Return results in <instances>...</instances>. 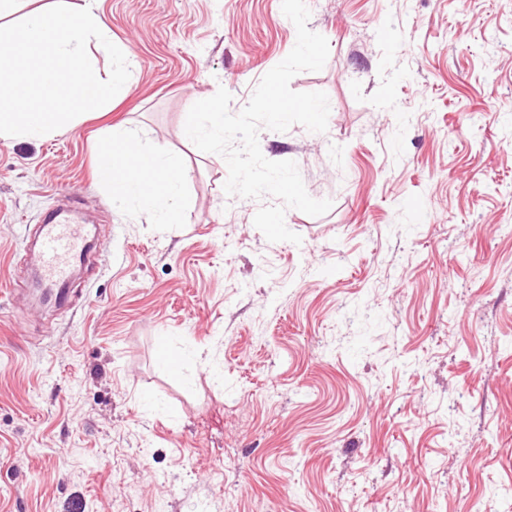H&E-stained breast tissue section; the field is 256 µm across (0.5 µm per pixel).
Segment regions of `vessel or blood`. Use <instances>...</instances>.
Masks as SVG:
<instances>
[{
    "label": "vessel or blood",
    "mask_w": 512,
    "mask_h": 512,
    "mask_svg": "<svg viewBox=\"0 0 512 512\" xmlns=\"http://www.w3.org/2000/svg\"><path fill=\"white\" fill-rule=\"evenodd\" d=\"M88 250L87 231L75 209L59 206L43 216L33 283L43 304L61 306L67 302L72 273L85 262Z\"/></svg>",
    "instance_id": "1"
}]
</instances>
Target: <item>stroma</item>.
<instances>
[{
  "label": "stroma",
  "instance_id": "1",
  "mask_svg": "<svg viewBox=\"0 0 512 512\" xmlns=\"http://www.w3.org/2000/svg\"><path fill=\"white\" fill-rule=\"evenodd\" d=\"M328 128L260 129L331 209L226 194L185 135L293 49L281 0H100L129 96L0 139V512H512V0H306ZM120 127L186 169L174 224L113 205ZM101 242L62 307L11 295L62 196ZM202 349L185 375L163 351Z\"/></svg>",
  "mask_w": 512,
  "mask_h": 512
}]
</instances>
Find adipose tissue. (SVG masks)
<instances>
[{
  "label": "adipose tissue",
  "instance_id": "ef3b65f1",
  "mask_svg": "<svg viewBox=\"0 0 512 512\" xmlns=\"http://www.w3.org/2000/svg\"><path fill=\"white\" fill-rule=\"evenodd\" d=\"M110 158L99 169L100 179L113 203L146 212L152 223H176L184 193L185 176L167 154L144 153L127 135L111 132Z\"/></svg>",
  "mask_w": 512,
  "mask_h": 512
}]
</instances>
